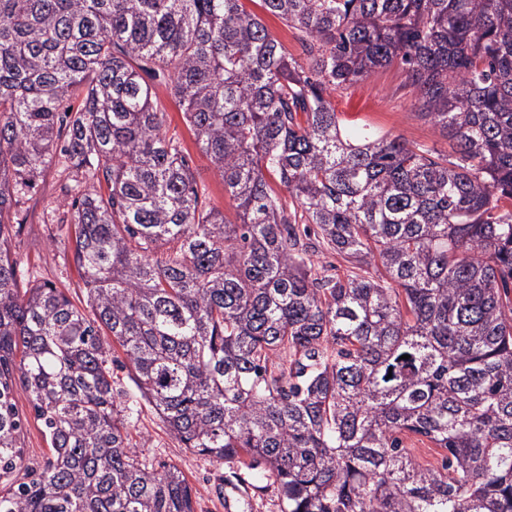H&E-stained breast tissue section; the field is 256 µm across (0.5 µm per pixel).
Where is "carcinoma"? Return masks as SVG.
Wrapping results in <instances>:
<instances>
[{"label": "carcinoma", "instance_id": "obj_1", "mask_svg": "<svg viewBox=\"0 0 512 512\" xmlns=\"http://www.w3.org/2000/svg\"><path fill=\"white\" fill-rule=\"evenodd\" d=\"M260 2L302 58L242 0H0V512H194L145 405L280 512H512V0ZM395 62L453 155L341 128L333 93ZM54 163L88 185L61 222L90 319L10 250ZM243 3L247 10H251L263 18L272 36L280 42L287 53L289 52L296 58L301 56V49L294 40L292 32L280 20L265 14L258 5L259 1L244 0ZM156 92L167 109L166 129L169 135L175 134L185 149L199 186H205L211 203L224 212L225 219L230 223L238 222L234 203L224 194V183L219 172L210 159L197 147L191 131L185 125L178 102L170 96L164 85L155 84ZM17 407L19 412L27 418L25 427V458L26 463L33 468L43 464L47 454L48 445L42 434L41 426L35 419L28 399L22 393L18 395Z\"/></svg>", "mask_w": 512, "mask_h": 512}]
</instances>
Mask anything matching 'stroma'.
<instances>
[{"instance_id": "1", "label": "stroma", "mask_w": 512, "mask_h": 512, "mask_svg": "<svg viewBox=\"0 0 512 512\" xmlns=\"http://www.w3.org/2000/svg\"><path fill=\"white\" fill-rule=\"evenodd\" d=\"M402 80V68L395 63L338 92L335 105L342 125L349 130L367 125L448 151L447 139L415 117L411 95L399 90ZM156 92L167 109L166 129L182 143L199 185L205 186L211 203L223 212L228 222H237L235 205L224 192L222 178L198 149L178 102L164 85H157ZM64 178L60 165H53L39 177L35 189L17 195L16 208L24 222L14 229L11 253L30 280L59 288L80 308L84 305L83 272L73 260L66 227L60 222L67 212L59 192ZM136 431L148 439L146 456L150 461L176 466L185 475L194 492L195 512H224V488L229 484L241 492L239 512H279L275 486L254 487L247 468L236 463H219L183 447L170 436L151 408H143Z\"/></svg>"}]
</instances>
